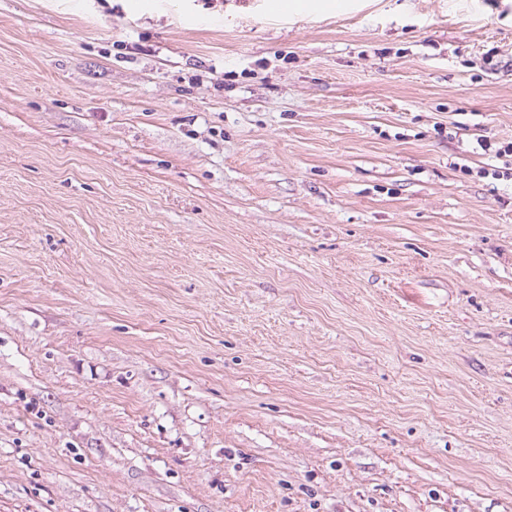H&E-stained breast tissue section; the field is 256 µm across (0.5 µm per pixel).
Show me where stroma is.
I'll return each mask as SVG.
<instances>
[{
	"instance_id": "1",
	"label": "stroma",
	"mask_w": 512,
	"mask_h": 512,
	"mask_svg": "<svg viewBox=\"0 0 512 512\" xmlns=\"http://www.w3.org/2000/svg\"><path fill=\"white\" fill-rule=\"evenodd\" d=\"M0 0V512H512V0Z\"/></svg>"
}]
</instances>
